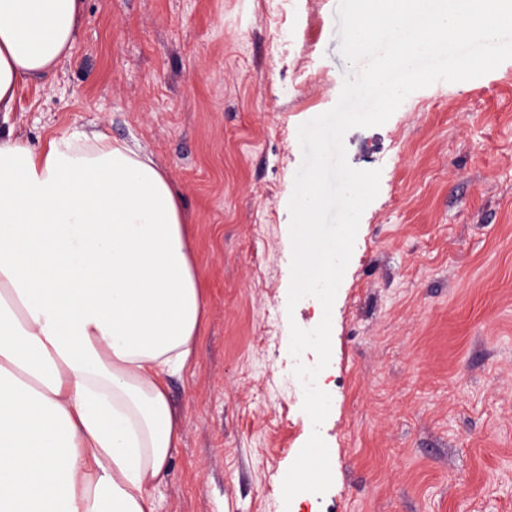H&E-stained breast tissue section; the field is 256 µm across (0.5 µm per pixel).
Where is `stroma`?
Wrapping results in <instances>:
<instances>
[{
	"label": "stroma",
	"mask_w": 512,
	"mask_h": 512,
	"mask_svg": "<svg viewBox=\"0 0 512 512\" xmlns=\"http://www.w3.org/2000/svg\"><path fill=\"white\" fill-rule=\"evenodd\" d=\"M338 0H83L74 48L0 133L138 142L172 177L204 288L196 365L159 512H512V59L409 95L344 136L381 172L332 309L314 428L288 390L289 201L300 124L349 67ZM332 484L284 503L312 431Z\"/></svg>",
	"instance_id": "stroma-1"
}]
</instances>
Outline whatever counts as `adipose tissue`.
<instances>
[{"label":"adipose tissue","instance_id":"ef3b65f1","mask_svg":"<svg viewBox=\"0 0 512 512\" xmlns=\"http://www.w3.org/2000/svg\"><path fill=\"white\" fill-rule=\"evenodd\" d=\"M82 0H0V112L74 47ZM205 297L181 200L106 134L0 137V512H158Z\"/></svg>","mask_w":512,"mask_h":512}]
</instances>
